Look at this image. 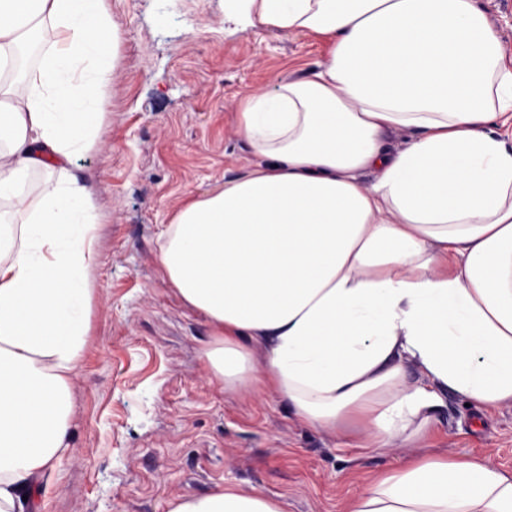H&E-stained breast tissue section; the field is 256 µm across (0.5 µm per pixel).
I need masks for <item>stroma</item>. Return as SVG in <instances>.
I'll return each instance as SVG.
<instances>
[{"label":"stroma","mask_w":512,"mask_h":512,"mask_svg":"<svg viewBox=\"0 0 512 512\" xmlns=\"http://www.w3.org/2000/svg\"><path fill=\"white\" fill-rule=\"evenodd\" d=\"M116 36L99 149L76 159L101 227L69 447L23 512H168L175 499L252 486L285 512H345L367 480L406 458L478 457L512 473V405L491 412L446 394L413 443L355 448L299 422L267 387L210 381V325L159 262L183 203L252 161L235 114L275 77L305 78L326 42L246 28L224 0H107Z\"/></svg>","instance_id":"1"}]
</instances>
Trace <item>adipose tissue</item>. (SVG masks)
Listing matches in <instances>:
<instances>
[{
    "instance_id": "1",
    "label": "adipose tissue",
    "mask_w": 512,
    "mask_h": 512,
    "mask_svg": "<svg viewBox=\"0 0 512 512\" xmlns=\"http://www.w3.org/2000/svg\"><path fill=\"white\" fill-rule=\"evenodd\" d=\"M105 2L0 0V512L69 446L100 230L70 164L100 143ZM225 13L328 52L242 101L254 161L160 234L169 282L212 328L210 374L265 385L363 448L415 440L449 392L512 404V63L478 0H225ZM47 25L56 39L35 40ZM169 512L284 509L231 487ZM346 512H512V473L424 454Z\"/></svg>"
}]
</instances>
